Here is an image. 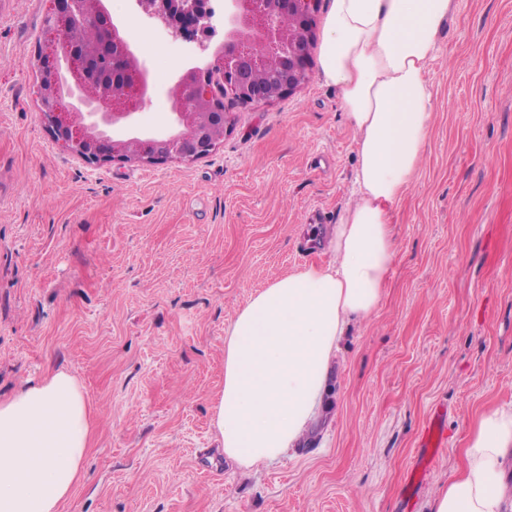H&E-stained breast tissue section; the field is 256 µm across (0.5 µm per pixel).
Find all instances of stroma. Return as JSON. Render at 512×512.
<instances>
[{"label": "stroma", "instance_id": "35a3bbf8", "mask_svg": "<svg viewBox=\"0 0 512 512\" xmlns=\"http://www.w3.org/2000/svg\"><path fill=\"white\" fill-rule=\"evenodd\" d=\"M53 8L0 0V399L55 370L82 385L94 432L62 512H430L476 417L512 409V0H457L382 301L350 324L303 445L249 470L210 429L224 336L274 280L334 260L355 165L338 92L315 72L234 105L223 144L191 163L89 164L37 103ZM110 10L148 48L140 125L163 132L174 65L209 54L134 0Z\"/></svg>", "mask_w": 512, "mask_h": 512}]
</instances>
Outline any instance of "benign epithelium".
I'll use <instances>...</instances> for the list:
<instances>
[{
    "mask_svg": "<svg viewBox=\"0 0 512 512\" xmlns=\"http://www.w3.org/2000/svg\"><path fill=\"white\" fill-rule=\"evenodd\" d=\"M177 35L213 29L210 0H136ZM320 0H225L224 42L213 50L210 75L178 69L169 90V133L153 137L138 127V111L153 83L147 61L126 36L108 0H55L38 50L40 112L56 141L87 163L121 158L142 164L190 162L224 142L229 106L269 103L310 78L307 46L316 37ZM292 24H285L286 19ZM101 28L112 52V81L82 49L89 24Z\"/></svg>",
    "mask_w": 512,
    "mask_h": 512,
    "instance_id": "7a95c632",
    "label": "benign epithelium"
}]
</instances>
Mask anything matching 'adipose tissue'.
<instances>
[{
  "label": "adipose tissue",
  "mask_w": 512,
  "mask_h": 512,
  "mask_svg": "<svg viewBox=\"0 0 512 512\" xmlns=\"http://www.w3.org/2000/svg\"><path fill=\"white\" fill-rule=\"evenodd\" d=\"M456 0H332L318 71L355 133L353 198L331 231L333 265L288 274L237 312L224 338V387L210 425L243 468L276 460L311 422L349 323L379 306L396 257L398 206L420 169L434 94L427 78ZM92 413L59 370L0 401V512H60L82 473ZM512 409L475 421L462 467L431 512H512L503 473Z\"/></svg>",
  "instance_id": "1"
}]
</instances>
